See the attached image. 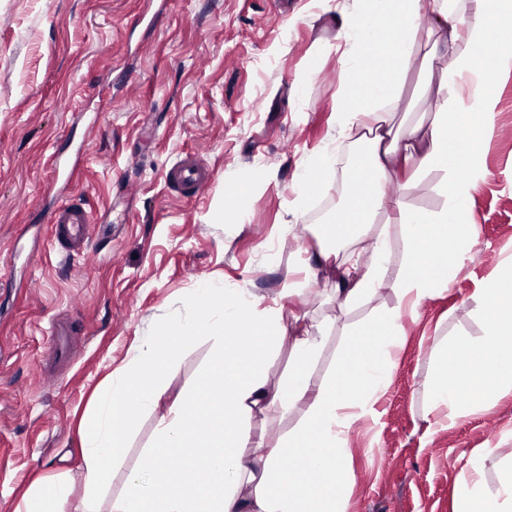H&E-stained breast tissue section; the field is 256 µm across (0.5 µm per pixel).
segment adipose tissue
<instances>
[{"instance_id":"obj_1","label":"adipose tissue","mask_w":512,"mask_h":512,"mask_svg":"<svg viewBox=\"0 0 512 512\" xmlns=\"http://www.w3.org/2000/svg\"><path fill=\"white\" fill-rule=\"evenodd\" d=\"M486 2L469 24L463 0H358L342 24L343 91L332 133L362 154L342 209L331 223L308 228L312 257L318 269L335 272L334 297L344 309L368 305L383 287L392 289L395 306L345 326L336 365L315 388L310 369L324 335L289 337L280 308L262 306L218 277L200 282L192 302L169 315L160 341L96 391L79 450L82 495L71 502L56 494L67 477L60 470L33 481L12 512H345L337 491L351 478L349 434L379 415L405 334L402 316L447 290L478 241L472 193L485 178L497 79L512 72V0ZM425 8L436 24L423 34ZM418 64L427 73L419 91L425 118L395 124L404 80ZM328 167L326 151L307 156L293 187L296 206L320 192ZM430 173L440 176L441 210L412 212L390 201L389 187L411 188ZM392 206L399 226L371 231ZM472 300L479 334L455 330L433 338L424 419L435 431L512 395V254L493 276L476 281ZM199 337L213 345L208 368L158 418L152 445L113 489L140 416L163 398L168 370ZM287 342L293 367L270 385L267 360ZM303 401V419L275 444L250 441L236 426L256 410L287 418ZM510 441L512 428L504 429L498 442L462 462L453 512H512V457L497 453ZM285 457L291 465H282Z\"/></svg>"}]
</instances>
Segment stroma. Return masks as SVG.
<instances>
[{"instance_id": "1", "label": "stroma", "mask_w": 512, "mask_h": 512, "mask_svg": "<svg viewBox=\"0 0 512 512\" xmlns=\"http://www.w3.org/2000/svg\"><path fill=\"white\" fill-rule=\"evenodd\" d=\"M355 0H0V512L31 479L81 445L94 391L159 331L204 278L223 277L264 304L280 300L289 329L334 326L313 367L324 379L343 323L394 306L343 314L299 225L342 202L356 152L329 137L340 96L339 45ZM485 180L471 201L481 251L452 291L404 316L405 336L378 406V424L349 435L346 512H452L457 460L512 424V397L430 433L422 418L436 332L479 333L475 280L512 248V74L501 78ZM333 160L324 189L301 210L291 187L307 154ZM214 179L195 197L170 190L185 155ZM248 183L241 206L226 186ZM112 227L106 257H68L45 217L61 199ZM223 209L224 221L210 215ZM293 280L303 295L283 296ZM78 312L70 363L50 359L53 319ZM212 355L196 339L167 373V391L139 419L128 463L150 444L159 415L196 382Z\"/></svg>"}]
</instances>
